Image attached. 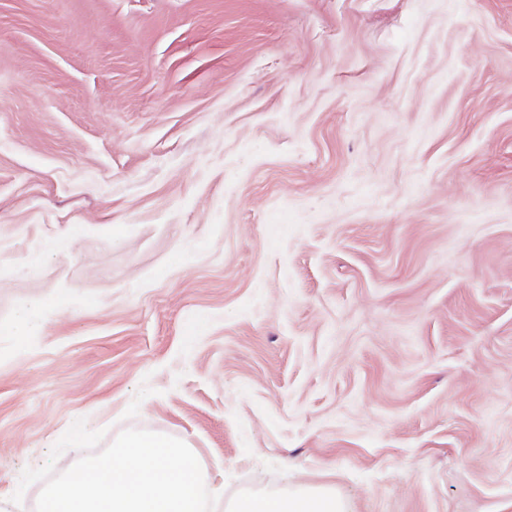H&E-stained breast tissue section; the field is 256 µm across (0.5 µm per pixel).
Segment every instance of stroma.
<instances>
[{"mask_svg": "<svg viewBox=\"0 0 512 512\" xmlns=\"http://www.w3.org/2000/svg\"><path fill=\"white\" fill-rule=\"evenodd\" d=\"M79 418L512 512V0H0V512Z\"/></svg>", "mask_w": 512, "mask_h": 512, "instance_id": "obj_1", "label": "stroma"}]
</instances>
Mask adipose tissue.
<instances>
[{
  "label": "adipose tissue",
  "mask_w": 512,
  "mask_h": 512,
  "mask_svg": "<svg viewBox=\"0 0 512 512\" xmlns=\"http://www.w3.org/2000/svg\"><path fill=\"white\" fill-rule=\"evenodd\" d=\"M228 512H341L335 492L326 489H300L249 493L227 506Z\"/></svg>",
  "instance_id": "ef3b65f1"
}]
</instances>
